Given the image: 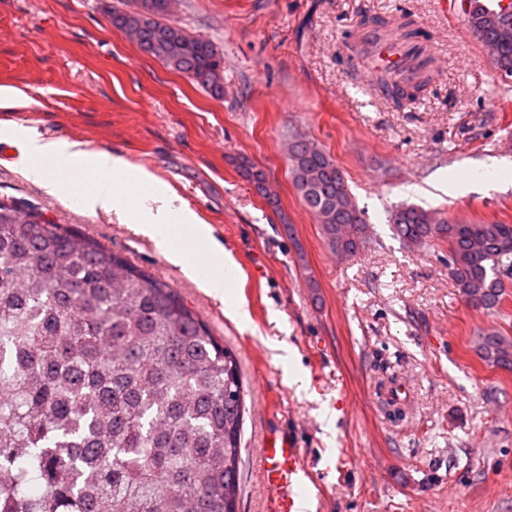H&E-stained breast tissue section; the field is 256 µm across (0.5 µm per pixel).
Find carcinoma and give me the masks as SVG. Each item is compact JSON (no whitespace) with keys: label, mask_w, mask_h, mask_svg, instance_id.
<instances>
[{"label":"carcinoma","mask_w":512,"mask_h":512,"mask_svg":"<svg viewBox=\"0 0 512 512\" xmlns=\"http://www.w3.org/2000/svg\"><path fill=\"white\" fill-rule=\"evenodd\" d=\"M129 2L110 12L114 27L138 29L142 52L224 94V57L212 40L167 22L169 0ZM497 2L488 10L463 0L461 9L512 77V0ZM381 37L418 71L393 91L374 76L399 107L431 81L425 49L408 21ZM288 159L329 248H365L361 212L333 158L295 136ZM241 167L264 194L266 174ZM391 221L408 246L446 240L462 298L499 308L512 279V224H450L417 205ZM477 350L488 365L512 369V339L487 333ZM244 411L235 354L173 288L37 210L0 200V512H238ZM33 482L42 491L24 493Z\"/></svg>","instance_id":"obj_1"}]
</instances>
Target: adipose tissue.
Wrapping results in <instances>:
<instances>
[{
    "instance_id": "ef3b65f1",
    "label": "adipose tissue",
    "mask_w": 512,
    "mask_h": 512,
    "mask_svg": "<svg viewBox=\"0 0 512 512\" xmlns=\"http://www.w3.org/2000/svg\"><path fill=\"white\" fill-rule=\"evenodd\" d=\"M22 147L17 172L47 194L90 213H116L155 242L166 259L217 300L235 271L208 224L163 180L122 157L65 138L46 139L32 130L0 128Z\"/></svg>"
}]
</instances>
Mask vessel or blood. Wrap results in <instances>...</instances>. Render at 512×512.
Segmentation results:
<instances>
[{
    "mask_svg": "<svg viewBox=\"0 0 512 512\" xmlns=\"http://www.w3.org/2000/svg\"><path fill=\"white\" fill-rule=\"evenodd\" d=\"M357 45L368 48L372 72L387 74L401 85L412 79L413 70L405 57L389 43L376 39L370 31L361 33ZM261 455L264 460L265 512H301L298 486L305 468L300 449L294 442L271 436Z\"/></svg>",
    "mask_w": 512,
    "mask_h": 512,
    "instance_id": "obj_1",
    "label": "vessel or blood"
}]
</instances>
